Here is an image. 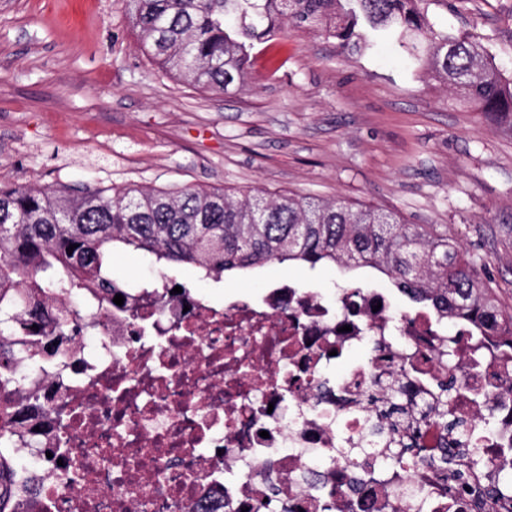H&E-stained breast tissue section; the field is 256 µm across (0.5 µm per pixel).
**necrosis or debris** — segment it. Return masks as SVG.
<instances>
[{"label": "necrosis or debris", "mask_w": 512, "mask_h": 512, "mask_svg": "<svg viewBox=\"0 0 512 512\" xmlns=\"http://www.w3.org/2000/svg\"><path fill=\"white\" fill-rule=\"evenodd\" d=\"M118 292L123 305L91 302L63 362L18 387L29 462L14 471V512H143L147 500L157 512L209 501L242 512L273 492L286 512H319L306 481L318 458L332 461L322 478L335 512H512V364L470 322L448 335L434 307L396 311L387 288L327 296L283 282L218 306L171 293L159 273ZM391 387L406 392L397 425L369 402ZM443 406L487 442L489 463L459 455L470 478L453 491L428 466L375 479L393 432L440 453L449 435L430 417ZM340 448L361 454L349 463Z\"/></svg>", "instance_id": "1"}]
</instances>
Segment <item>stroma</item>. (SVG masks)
<instances>
[{
  "mask_svg": "<svg viewBox=\"0 0 512 512\" xmlns=\"http://www.w3.org/2000/svg\"><path fill=\"white\" fill-rule=\"evenodd\" d=\"M428 14L512 76V0H432ZM0 183L370 205L447 228L512 312V132L387 42L356 52L291 28L258 47L245 90L214 94L159 68L125 0H0ZM289 278L328 295L387 281L275 263L204 285L218 301Z\"/></svg>",
  "mask_w": 512,
  "mask_h": 512,
  "instance_id": "1",
  "label": "stroma"
}]
</instances>
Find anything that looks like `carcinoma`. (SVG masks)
Segmentation results:
<instances>
[{
	"label": "carcinoma",
	"instance_id": "obj_1",
	"mask_svg": "<svg viewBox=\"0 0 512 512\" xmlns=\"http://www.w3.org/2000/svg\"><path fill=\"white\" fill-rule=\"evenodd\" d=\"M427 0H126L144 49L173 77L223 94L246 82L254 49L290 27L325 25L343 48L387 39L497 126L512 131V77L499 70L479 42L438 31L422 7ZM72 253H67L69 246ZM131 248L153 263L191 265L204 277L267 264L319 263L343 269L369 267L389 276L416 302H428L453 319L461 315L496 336L512 337V314L496 303L491 282L434 224H404L376 208L338 199L272 194L262 189L229 193L185 187L73 191L0 184V512H11L10 456L20 414L3 398L15 384L14 345L53 360L57 345L9 341L19 312L26 335L44 333L42 300L62 298L65 314L49 325L64 333L80 319L76 298H112V251ZM400 390L374 400L397 417ZM441 430L461 423L443 406L432 416ZM408 437L387 449L379 473L415 463ZM436 464L450 482L466 472L445 454Z\"/></svg>",
	"mask_w": 512,
	"mask_h": 512
}]
</instances>
